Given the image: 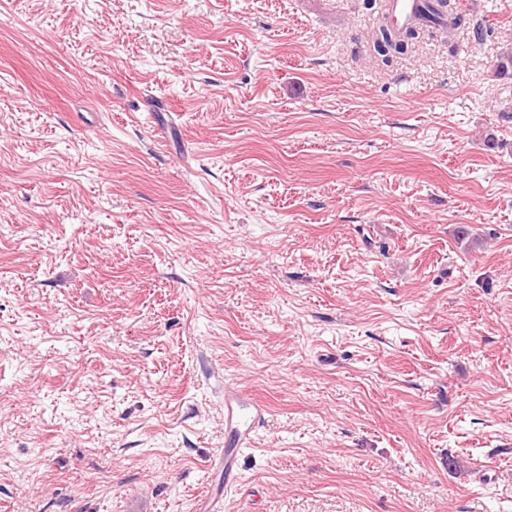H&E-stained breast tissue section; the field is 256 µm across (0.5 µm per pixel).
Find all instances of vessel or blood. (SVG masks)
Returning a JSON list of instances; mask_svg holds the SVG:
<instances>
[{"label": "vessel or blood", "instance_id": "1", "mask_svg": "<svg viewBox=\"0 0 512 512\" xmlns=\"http://www.w3.org/2000/svg\"><path fill=\"white\" fill-rule=\"evenodd\" d=\"M428 8L427 0H387V16L397 27L417 22ZM268 408L259 399L232 387L224 390V446L219 454L225 490L232 489L240 479L239 460L250 448L266 422Z\"/></svg>", "mask_w": 512, "mask_h": 512}]
</instances>
